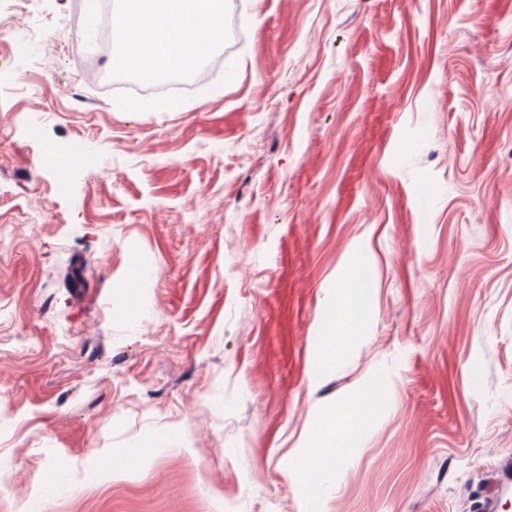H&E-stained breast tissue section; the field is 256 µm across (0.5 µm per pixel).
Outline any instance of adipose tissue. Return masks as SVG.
<instances>
[{
    "label": "adipose tissue",
    "mask_w": 512,
    "mask_h": 512,
    "mask_svg": "<svg viewBox=\"0 0 512 512\" xmlns=\"http://www.w3.org/2000/svg\"><path fill=\"white\" fill-rule=\"evenodd\" d=\"M224 39V0H121L112 19V68L162 75L193 69ZM371 271L351 267L337 291L324 332L322 364L335 362L345 336L359 325L358 313L369 300ZM371 412L367 396L339 405L320 424L314 446L299 468L303 483L354 453V445Z\"/></svg>",
    "instance_id": "1"
}]
</instances>
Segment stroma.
I'll return each instance as SVG.
<instances>
[{
  "instance_id": "stroma-1",
  "label": "stroma",
  "mask_w": 512,
  "mask_h": 512,
  "mask_svg": "<svg viewBox=\"0 0 512 512\" xmlns=\"http://www.w3.org/2000/svg\"><path fill=\"white\" fill-rule=\"evenodd\" d=\"M88 8L0 0V512H512V0H224L170 111ZM370 267L357 264L351 267L337 291L336 304L330 311L324 332L326 348L321 356L323 365H330L336 361V349L343 342V338L360 326L358 313L369 300L371 288ZM370 412L371 401L362 395L339 405L324 419L319 425L314 446L308 449L299 464L304 485L354 454L357 436Z\"/></svg>"
}]
</instances>
